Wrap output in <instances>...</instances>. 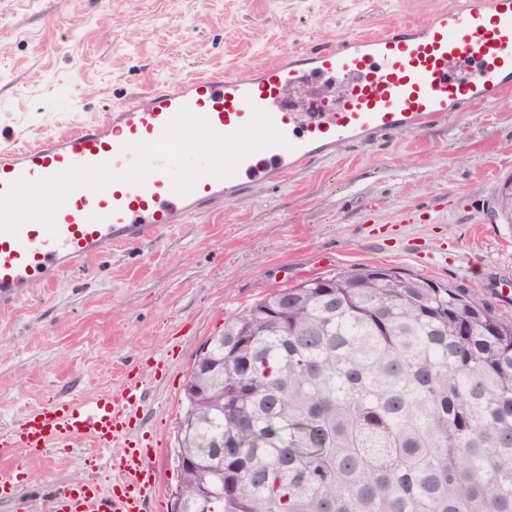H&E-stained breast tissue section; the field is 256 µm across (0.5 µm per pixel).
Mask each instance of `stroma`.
Wrapping results in <instances>:
<instances>
[{
  "label": "stroma",
  "instance_id": "obj_1",
  "mask_svg": "<svg viewBox=\"0 0 512 512\" xmlns=\"http://www.w3.org/2000/svg\"><path fill=\"white\" fill-rule=\"evenodd\" d=\"M452 0H0V137L74 130L150 87L284 49L333 46L395 21L426 23ZM512 178V92L417 133L374 137L155 240L108 246L84 269L0 312V441L52 401L146 379L136 434L158 444L152 512L181 481L183 385L205 341L256 298L354 265L465 288L512 308V229L496 199ZM167 374L155 373L156 358ZM0 512H45L50 488L115 480L82 444L11 450Z\"/></svg>",
  "mask_w": 512,
  "mask_h": 512
}]
</instances>
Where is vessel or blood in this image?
Instances as JSON below:
<instances>
[{
  "label": "vessel or blood",
  "mask_w": 512,
  "mask_h": 512,
  "mask_svg": "<svg viewBox=\"0 0 512 512\" xmlns=\"http://www.w3.org/2000/svg\"><path fill=\"white\" fill-rule=\"evenodd\" d=\"M317 78L339 79L342 99L331 109L294 111L285 89ZM511 89L512 0H455L424 25L396 22L333 47L286 52L249 74L220 71L161 85L110 105L102 120L77 131L31 144L1 143L0 195L17 180L35 182L74 166L104 164L119 176L133 161L130 145L157 141L184 108L228 135L249 122L252 107H260L291 147L253 153L225 179L202 176L185 196L174 191L159 158L144 184L118 179L99 191L74 189L55 216V230L28 221L18 233L0 232V311L84 268L107 246L155 239L162 226L223 207L318 157L373 135L421 129L453 108L494 101ZM144 390L141 375L130 374L119 398L60 401L16 425L11 448L33 457L85 441L111 452L117 491L106 495L91 483H62L50 492V512H148L157 446L126 435L130 410Z\"/></svg>",
  "instance_id": "vessel-or-blood-1"
}]
</instances>
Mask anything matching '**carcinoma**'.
<instances>
[{
    "label": "carcinoma",
    "instance_id": "carcinoma-1",
    "mask_svg": "<svg viewBox=\"0 0 512 512\" xmlns=\"http://www.w3.org/2000/svg\"><path fill=\"white\" fill-rule=\"evenodd\" d=\"M182 512H512V311L358 265L269 293L184 384Z\"/></svg>",
    "mask_w": 512,
    "mask_h": 512
}]
</instances>
